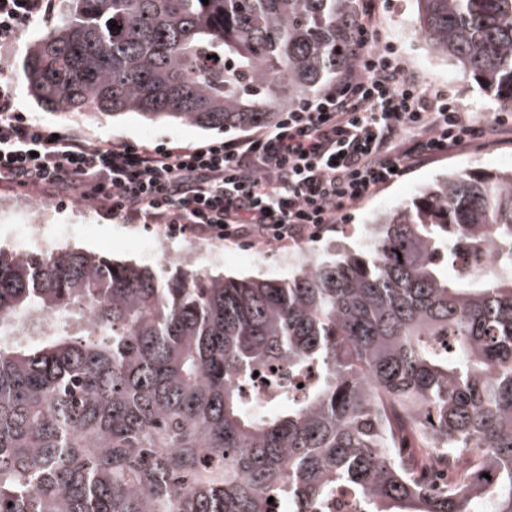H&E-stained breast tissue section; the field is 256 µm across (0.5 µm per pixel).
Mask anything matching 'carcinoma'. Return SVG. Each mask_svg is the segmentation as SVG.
I'll return each instance as SVG.
<instances>
[{"mask_svg": "<svg viewBox=\"0 0 512 512\" xmlns=\"http://www.w3.org/2000/svg\"><path fill=\"white\" fill-rule=\"evenodd\" d=\"M67 2L20 61L57 114L254 127L352 59L353 0ZM416 6L429 49L511 106L512 0ZM470 246L498 268L466 274ZM394 422L492 480L434 487ZM344 491L512 512V171L443 176L286 280L0 249V512H324Z\"/></svg>", "mask_w": 512, "mask_h": 512, "instance_id": "carcinoma-1", "label": "carcinoma"}]
</instances>
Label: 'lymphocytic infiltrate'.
Returning a JSON list of instances; mask_svg holds the SVG:
<instances>
[{"mask_svg": "<svg viewBox=\"0 0 512 512\" xmlns=\"http://www.w3.org/2000/svg\"><path fill=\"white\" fill-rule=\"evenodd\" d=\"M51 0H0V49L48 20ZM353 64L249 134L199 146H149L54 133L22 110L0 69V182L82 194L113 218L167 235L315 238L400 176L481 142L487 130L447 88L410 73L380 36L372 8L356 10Z\"/></svg>", "mask_w": 512, "mask_h": 512, "instance_id": "f902f5d3", "label": "lymphocytic infiltrate"}]
</instances>
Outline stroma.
<instances>
[{
    "instance_id": "stroma-1",
    "label": "stroma",
    "mask_w": 512,
    "mask_h": 512,
    "mask_svg": "<svg viewBox=\"0 0 512 512\" xmlns=\"http://www.w3.org/2000/svg\"><path fill=\"white\" fill-rule=\"evenodd\" d=\"M375 17L384 40L394 44L408 67L424 80L442 85L456 96L463 107L475 113L483 124H497L496 133L480 145L454 151L448 156L425 161L351 211L346 222L337 224L315 238L316 257L330 253L336 243L360 249L366 247L372 218L403 206L435 178L462 170H512V122L498 124L504 107L484 93L471 78L463 75L450 61L432 54L416 31L415 0H372ZM21 107L43 124L57 130H73L93 139L118 144H172L197 146L219 138V131L170 122L149 123L134 114L111 118L104 114L62 116L38 108L28 96L24 82L16 84ZM40 209L46 236H58L59 246L85 251L140 266L157 268V260L139 248L143 238L158 237L155 228L144 224H126L112 219L92 201L76 199L59 204L52 191L20 189L0 183V248L18 251V225L27 223L32 209ZM174 251L191 249L196 254L195 270L213 276L232 278L285 279L294 269L289 257L296 244L268 246L255 242L202 239L191 235L170 238Z\"/></svg>"
}]
</instances>
